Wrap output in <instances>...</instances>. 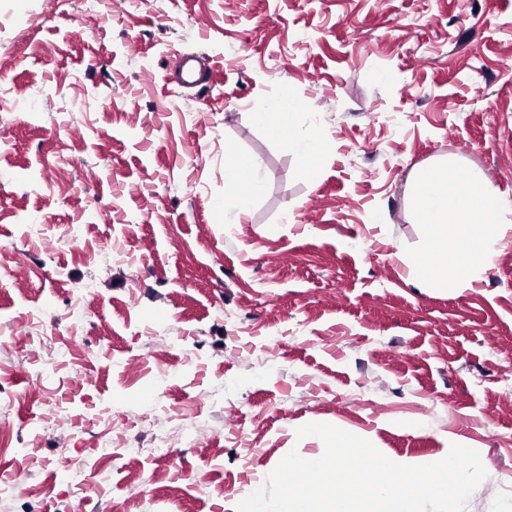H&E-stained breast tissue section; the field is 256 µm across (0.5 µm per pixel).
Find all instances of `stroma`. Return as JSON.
I'll return each mask as SVG.
<instances>
[{"label":"stroma","mask_w":512,"mask_h":512,"mask_svg":"<svg viewBox=\"0 0 512 512\" xmlns=\"http://www.w3.org/2000/svg\"><path fill=\"white\" fill-rule=\"evenodd\" d=\"M178 52L211 91L169 83ZM285 93L325 137L316 180L259 119ZM510 149L512 0H0V512H57L65 455L102 481L83 512H235L290 451L324 452L307 423L403 464L473 448L494 478L465 510L498 512L512 246L457 292L404 256L413 170L452 159L512 199ZM235 159L264 188L228 224ZM31 314L63 367L34 363ZM59 405L80 426L31 447Z\"/></svg>","instance_id":"obj_1"}]
</instances>
